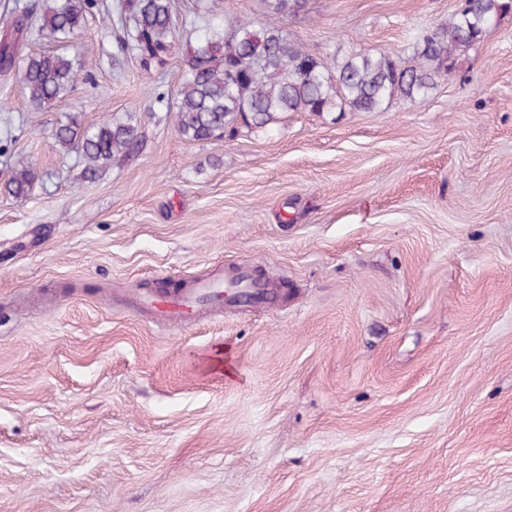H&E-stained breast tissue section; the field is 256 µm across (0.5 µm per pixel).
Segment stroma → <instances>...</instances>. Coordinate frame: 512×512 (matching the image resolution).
I'll return each instance as SVG.
<instances>
[{
	"label": "stroma",
	"mask_w": 512,
	"mask_h": 512,
	"mask_svg": "<svg viewBox=\"0 0 512 512\" xmlns=\"http://www.w3.org/2000/svg\"><path fill=\"white\" fill-rule=\"evenodd\" d=\"M458 0H217L325 60L411 58ZM162 66L37 108L0 82V512H512V11L427 96L184 139ZM130 119L88 182L65 115ZM37 161L16 198L10 171ZM259 275L174 323L148 284Z\"/></svg>",
	"instance_id": "stroma-1"
}]
</instances>
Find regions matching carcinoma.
<instances>
[{
    "label": "carcinoma",
    "instance_id": "carcinoma-1",
    "mask_svg": "<svg viewBox=\"0 0 512 512\" xmlns=\"http://www.w3.org/2000/svg\"><path fill=\"white\" fill-rule=\"evenodd\" d=\"M278 15L296 13L302 0H266ZM97 0H26L15 4L0 26V74L16 73L29 103L50 107L92 80V67L69 52ZM509 0H466L448 24L432 29L413 44L414 63L389 54L354 52L332 75L314 53L280 29L260 27L230 15L212 18L204 34L187 45L183 77L174 94L158 90L155 103L176 115L189 141L235 138L242 128L264 130L288 112L318 114L382 112L394 100L413 102L448 75L502 13ZM115 28V57L132 56L143 68L162 64L175 48V0H120ZM59 48L22 56L32 29ZM54 138L85 163L95 178L118 156L142 146L138 126L119 119L85 126L72 114L59 123ZM37 177L31 163L5 182L9 194L28 195Z\"/></svg>",
    "mask_w": 512,
    "mask_h": 512
}]
</instances>
